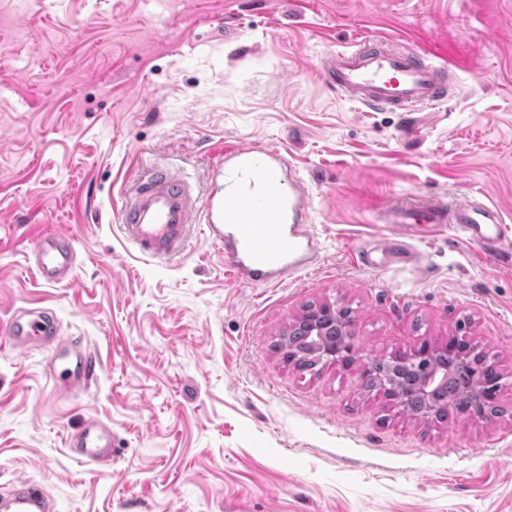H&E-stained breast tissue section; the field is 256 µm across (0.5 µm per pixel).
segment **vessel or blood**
Masks as SVG:
<instances>
[{"instance_id":"b4317fda","label":"vessel or blood","mask_w":512,"mask_h":512,"mask_svg":"<svg viewBox=\"0 0 512 512\" xmlns=\"http://www.w3.org/2000/svg\"><path fill=\"white\" fill-rule=\"evenodd\" d=\"M321 71L339 95L367 107L413 112L431 108L448 96L447 64L377 38L331 51ZM219 162L224 192L204 199L180 171L165 166L151 169L121 208L125 239L144 256L169 258L184 251L198 227L223 250L224 274L230 280L276 286L310 270L320 251L318 235L309 222L312 197L280 151L228 142ZM381 217L407 228L454 225L481 256L512 262V237L497 205L474 199L425 208L389 202ZM76 258L72 235L54 229L35 234L31 268L43 283L69 279ZM0 340L22 354L35 344L48 348L49 367L58 370L70 387L90 388L97 376L95 352L82 338L60 336L51 309H12L0 323ZM68 445L84 462L111 460L112 428L88 417L70 435ZM0 512H56V504L44 487L22 480L0 496Z\"/></svg>"}]
</instances>
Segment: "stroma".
<instances>
[{
  "label": "stroma",
  "mask_w": 512,
  "mask_h": 512,
  "mask_svg": "<svg viewBox=\"0 0 512 512\" xmlns=\"http://www.w3.org/2000/svg\"><path fill=\"white\" fill-rule=\"evenodd\" d=\"M364 37L447 61L446 100L370 110L331 90L322 58ZM227 141L307 182L314 272L259 287L201 235L169 260L124 240L126 187L168 165L220 190ZM466 197L512 233V0H0V321L51 308L100 362L72 394L45 348L0 342V484L38 482L57 512H512V266L452 225L378 219ZM42 226L75 239L68 282L29 266ZM322 303L350 308L365 362L465 334L501 375L498 413L428 422L358 366L297 368L273 344ZM91 415L111 465L66 446Z\"/></svg>",
  "instance_id": "obj_1"
}]
</instances>
